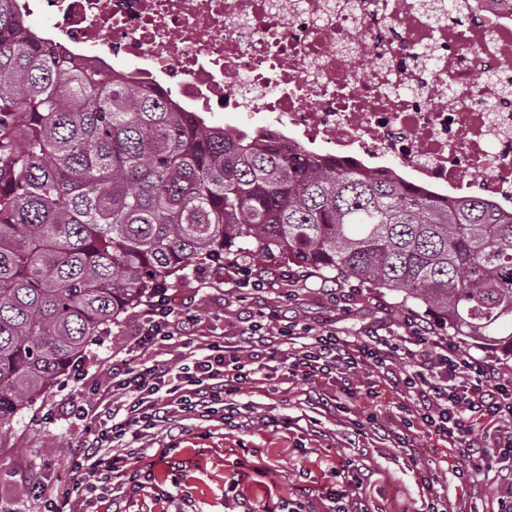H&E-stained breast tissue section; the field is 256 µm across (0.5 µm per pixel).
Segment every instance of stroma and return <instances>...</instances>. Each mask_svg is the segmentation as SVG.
Instances as JSON below:
<instances>
[{
  "mask_svg": "<svg viewBox=\"0 0 512 512\" xmlns=\"http://www.w3.org/2000/svg\"><path fill=\"white\" fill-rule=\"evenodd\" d=\"M254 263L272 278L265 290L244 299L231 286L230 265L222 273L205 275L191 265L172 279L167 293L177 307L196 315V336L222 333L234 341L248 305L314 327L332 317L342 336L399 323L409 313L426 315L424 307L403 302L401 292L357 284L345 295L348 312L336 314L330 304L336 281L318 274L307 280L291 277L290 266L276 257L259 256ZM139 326L137 309H129L107 336L89 346L79 363L90 379L111 383L112 357L138 336ZM278 364L270 359L242 390V401L254 404L249 429L210 435L196 429L174 441L158 434L156 444L170 448L167 461L143 476V491L104 498L98 512H235L240 496L259 512H286L298 506L301 483L331 489L339 483L332 467L348 461L371 476L365 497L369 512H425L434 495L447 512H490L494 480L469 473L467 459L450 456L427 429L414 433L410 447L394 442L408 404L392 381L401 363L364 369L350 396L338 395L339 382L332 374L311 384L288 383L275 373ZM71 389L69 377L61 376L18 417L0 449V501L19 500L20 487L35 472L50 481L62 476L67 452L76 449L83 435L81 422L69 414ZM328 396L334 399L329 407L322 403ZM425 473L434 479L433 491L422 488Z\"/></svg>",
  "mask_w": 512,
  "mask_h": 512,
  "instance_id": "obj_1",
  "label": "stroma"
}]
</instances>
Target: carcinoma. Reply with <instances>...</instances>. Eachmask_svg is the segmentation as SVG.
Listing matches in <instances>:
<instances>
[{
	"label": "carcinoma",
	"mask_w": 512,
	"mask_h": 512,
	"mask_svg": "<svg viewBox=\"0 0 512 512\" xmlns=\"http://www.w3.org/2000/svg\"><path fill=\"white\" fill-rule=\"evenodd\" d=\"M0 0V445L129 308L194 262L255 244L401 291L512 353V210L187 125L169 94L21 34Z\"/></svg>",
	"instance_id": "obj_1"
}]
</instances>
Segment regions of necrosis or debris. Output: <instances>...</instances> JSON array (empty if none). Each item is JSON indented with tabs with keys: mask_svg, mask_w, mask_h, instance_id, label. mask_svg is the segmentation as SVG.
<instances>
[{
	"mask_svg": "<svg viewBox=\"0 0 512 512\" xmlns=\"http://www.w3.org/2000/svg\"><path fill=\"white\" fill-rule=\"evenodd\" d=\"M44 38L165 88L187 122L242 114L241 130L381 169L412 185L512 208V0H18ZM438 106H430V99Z\"/></svg>",
	"mask_w": 512,
	"mask_h": 512,
	"instance_id": "necrosis-or-debris-1",
	"label": "necrosis or debris"
}]
</instances>
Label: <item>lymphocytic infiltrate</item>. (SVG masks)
<instances>
[{
    "label": "lymphocytic infiltrate",
    "instance_id": "obj_1",
    "mask_svg": "<svg viewBox=\"0 0 512 512\" xmlns=\"http://www.w3.org/2000/svg\"><path fill=\"white\" fill-rule=\"evenodd\" d=\"M193 322V315L158 293L146 302L140 333L128 350L139 352L185 337L179 368L125 361L113 366L112 384L104 389L72 366L71 381L87 399L72 402L70 410L90 425L68 457V478L49 484L35 477L27 483L26 497L35 512H97L99 500L112 493H137L132 477L143 455L130 443L151 437L159 427L184 421L208 432L228 423L250 426L254 406L239 399L249 368L285 344L295 347L287 355L286 376L298 384L335 372L349 386L362 367L402 362L401 383L413 398L402 419V442H409L416 428H426L466 457L472 474L479 475L491 469L484 442L495 436L506 460L496 469L497 512H512V364L495 365L473 356L463 351L461 340L412 315L399 331H371L349 340L337 334L330 319L315 331L307 326L274 331L260 311L243 320L236 344L220 336L194 344L186 338Z\"/></svg>",
    "mask_w": 512,
    "mask_h": 512
}]
</instances>
